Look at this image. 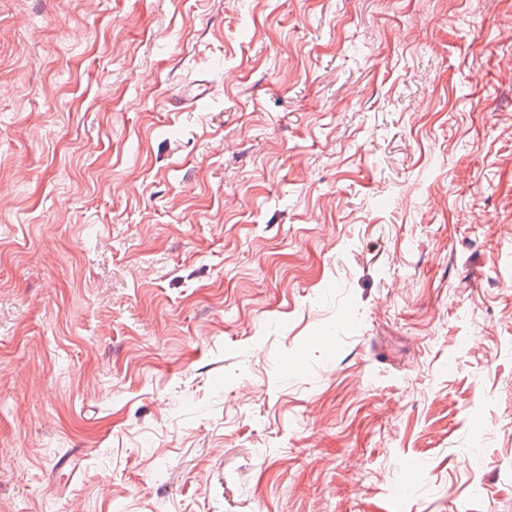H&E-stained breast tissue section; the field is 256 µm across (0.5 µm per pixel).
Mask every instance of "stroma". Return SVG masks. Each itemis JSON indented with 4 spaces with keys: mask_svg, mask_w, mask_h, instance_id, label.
<instances>
[{
    "mask_svg": "<svg viewBox=\"0 0 512 512\" xmlns=\"http://www.w3.org/2000/svg\"><path fill=\"white\" fill-rule=\"evenodd\" d=\"M0 512H512V0H0Z\"/></svg>",
    "mask_w": 512,
    "mask_h": 512,
    "instance_id": "35a3bbf8",
    "label": "stroma"
}]
</instances>
